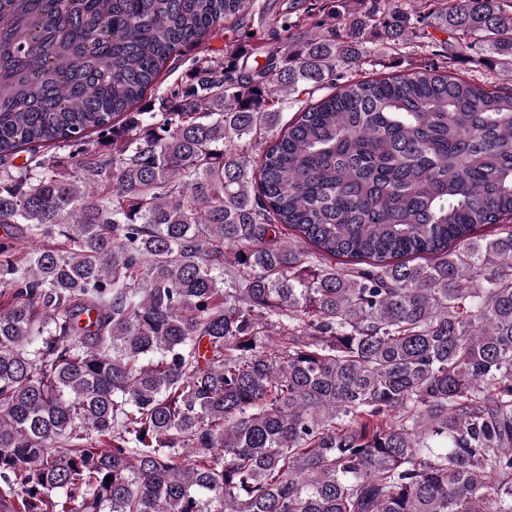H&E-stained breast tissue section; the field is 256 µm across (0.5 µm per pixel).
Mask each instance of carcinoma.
<instances>
[{
    "label": "carcinoma",
    "mask_w": 512,
    "mask_h": 512,
    "mask_svg": "<svg viewBox=\"0 0 512 512\" xmlns=\"http://www.w3.org/2000/svg\"><path fill=\"white\" fill-rule=\"evenodd\" d=\"M361 2L0 0V512H512V0ZM228 34L225 35L224 26L217 27L201 45H187L182 48V51L175 61H171L167 64L166 70L175 66L172 73L165 74V70L160 74V77L154 86L155 90L161 93L167 86L173 82L180 80L184 77L186 71L189 70L192 60L195 56L201 55L202 52L224 51L225 42L228 41ZM179 59V60H178ZM363 60L359 68L348 70L349 79H363L372 75L389 73L411 74L423 71L427 66L437 61L438 57L431 55L428 49L417 48L414 44H404L390 48L377 38L370 37L363 45ZM483 54L484 51L480 47H469L458 57H453L452 61L448 60L450 61L448 69L455 75L479 85L492 86V88L501 85L499 69L486 67L482 62Z\"/></svg>",
    "instance_id": "carcinoma-1"
}]
</instances>
